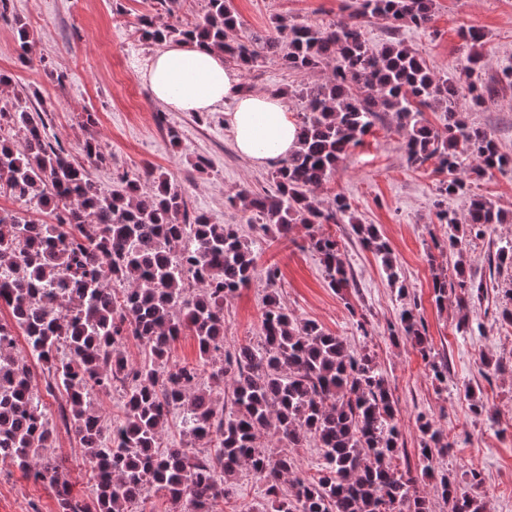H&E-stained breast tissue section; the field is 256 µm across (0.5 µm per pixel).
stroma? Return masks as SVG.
<instances>
[{
	"label": "stroma",
	"mask_w": 512,
	"mask_h": 512,
	"mask_svg": "<svg viewBox=\"0 0 512 512\" xmlns=\"http://www.w3.org/2000/svg\"><path fill=\"white\" fill-rule=\"evenodd\" d=\"M429 27L404 26L399 35L433 71L455 75L468 48L462 30L479 29L484 41L482 81L497 80L512 66V0H435ZM247 33L266 31L277 15L325 25L344 18L343 0H232ZM154 0H11L10 21L0 20V73L13 89L25 90L33 102L50 109L47 134L75 160H82L85 140H95L106 156L92 174L103 186L118 188L125 173L153 165L168 174L185 194L191 210L209 215L217 224H237L251 240L258 272L247 288L224 304V347L257 343L264 310L267 266L281 271L282 304L302 319L317 321L341 336L349 349L368 350L391 389L402 443L409 463H417L420 433L416 420L426 414L445 430L454 446L440 461L442 469L463 475L477 468L482 482L473 490L487 512H512V324L501 319L512 308V267L490 277L489 254L512 245V173L492 172L471 185L474 195L491 201L511 220L489 225L467 252L465 275L493 279L482 300L461 305L455 298L434 301V273L451 274L457 261L448 249V227L438 222L434 207L440 180L432 165L414 168L406 161L404 138L391 115H383L361 146L339 164L332 180L318 190L329 201L345 195L355 217L377 225L387 237L417 311L425 325L431 360L444 362V381L432 376L414 340L392 335L404 305L377 258L358 242L350 224H327L324 232L341 240L342 259L354 286L338 295L328 285L320 256L309 248L304 229L288 238L250 227L248 215L228 205V196L259 192L271 182V166L255 167L241 158L224 124L223 111L174 112L155 102L140 77L156 44L143 41L139 18L154 14ZM25 23L37 38L35 59L17 60L16 23ZM64 74V82L50 72ZM245 87L281 93L318 80V73L287 70L267 59L241 71ZM469 123L492 131L502 151L512 154V87L504 88L490 109L467 112ZM182 132L173 147L166 127ZM205 159L207 174L194 169ZM442 201V200H439ZM445 208L464 215L467 200L452 196ZM365 314L370 335H360L356 314ZM467 331H460L459 322ZM500 362V372L486 369L483 357ZM472 389L490 409L478 416L464 396ZM53 453L69 470L73 493L89 496L93 473L72 430L55 424ZM230 512H273L264 487L248 472L233 480ZM0 512H58L54 492L33 482L11 460L0 459Z\"/></svg>",
	"instance_id": "obj_1"
}]
</instances>
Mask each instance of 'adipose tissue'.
Listing matches in <instances>:
<instances>
[{
    "label": "adipose tissue",
    "instance_id": "1",
    "mask_svg": "<svg viewBox=\"0 0 512 512\" xmlns=\"http://www.w3.org/2000/svg\"><path fill=\"white\" fill-rule=\"evenodd\" d=\"M141 78L160 105L177 112L224 109L237 153L251 165H268L297 146L298 128L280 94L246 91L221 51L195 41L164 44Z\"/></svg>",
    "mask_w": 512,
    "mask_h": 512
}]
</instances>
